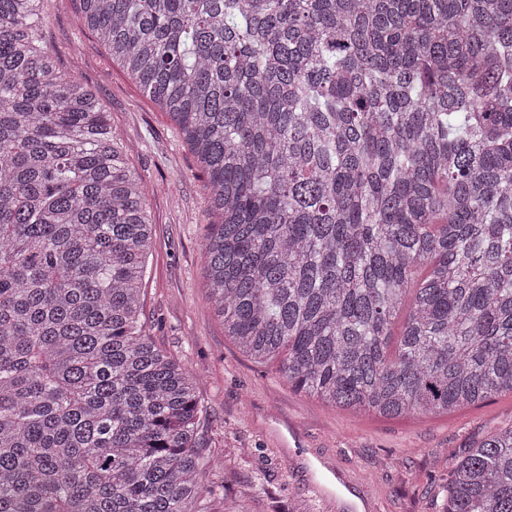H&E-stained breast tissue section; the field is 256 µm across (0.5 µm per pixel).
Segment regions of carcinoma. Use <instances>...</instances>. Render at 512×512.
I'll use <instances>...</instances> for the list:
<instances>
[{
	"instance_id": "carcinoma-1",
	"label": "carcinoma",
	"mask_w": 512,
	"mask_h": 512,
	"mask_svg": "<svg viewBox=\"0 0 512 512\" xmlns=\"http://www.w3.org/2000/svg\"><path fill=\"white\" fill-rule=\"evenodd\" d=\"M74 2L206 175L239 349L336 409L512 394V0ZM41 4L0 0V512H208L199 379L141 320L148 188ZM442 512H512V423Z\"/></svg>"
}]
</instances>
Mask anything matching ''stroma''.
I'll use <instances>...</instances> for the list:
<instances>
[{
    "instance_id": "stroma-1",
    "label": "stroma",
    "mask_w": 512,
    "mask_h": 512,
    "mask_svg": "<svg viewBox=\"0 0 512 512\" xmlns=\"http://www.w3.org/2000/svg\"><path fill=\"white\" fill-rule=\"evenodd\" d=\"M41 45L59 71L95 90L112 129L131 145V166L150 194L154 246L143 313L155 344L201 378L202 431L223 461L208 482V512H288L299 500L322 512L312 484L340 501L337 512H439L448 468L512 423V395L448 414L386 418L338 411L295 392L280 359L258 362L224 334L209 301L203 226L206 180L176 126L112 59L72 0H43ZM300 444L277 448L275 433Z\"/></svg>"
}]
</instances>
